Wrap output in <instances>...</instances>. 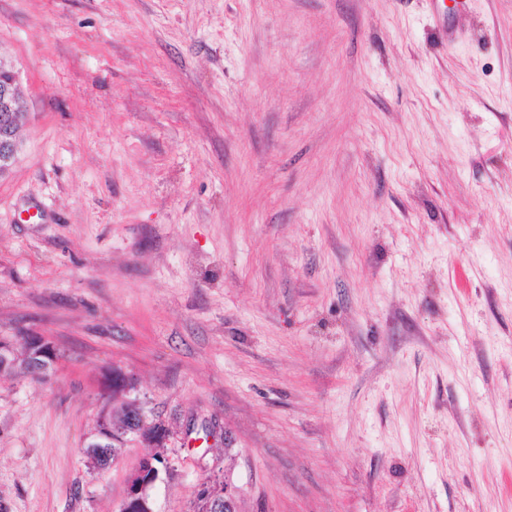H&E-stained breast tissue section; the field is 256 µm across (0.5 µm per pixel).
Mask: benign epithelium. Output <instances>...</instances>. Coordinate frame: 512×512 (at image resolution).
Instances as JSON below:
<instances>
[{"label":"benign epithelium","mask_w":512,"mask_h":512,"mask_svg":"<svg viewBox=\"0 0 512 512\" xmlns=\"http://www.w3.org/2000/svg\"><path fill=\"white\" fill-rule=\"evenodd\" d=\"M26 110L25 97L18 74L10 57L0 53V177L7 174L17 161L20 148L18 131ZM31 349L25 351L9 338L0 339V373L10 372L18 360L27 358L29 370L38 374L52 367L58 360L54 345L44 336H30ZM125 412L124 427L118 430L96 428L87 447L92 455L99 457L101 449L113 448L126 441L127 436H136L144 441L160 444L166 434L150 425L140 402L130 401ZM170 465L161 461L157 466L152 458L144 459L128 479L126 499L121 512H153L150 490L161 479V473L169 472ZM206 512H238V491L215 474L201 486Z\"/></svg>","instance_id":"7a95c632"}]
</instances>
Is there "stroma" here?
Masks as SVG:
<instances>
[{
	"label": "stroma",
	"instance_id": "obj_1",
	"mask_svg": "<svg viewBox=\"0 0 512 512\" xmlns=\"http://www.w3.org/2000/svg\"><path fill=\"white\" fill-rule=\"evenodd\" d=\"M0 512H119L112 370L239 512H512V0H0ZM25 110V97L14 63L0 51V177L17 161L18 131ZM16 341L20 342L24 347L31 345V349L27 352L25 349L19 350V346L14 340L1 337L0 339V373L10 372L15 367L18 360L19 363L15 367L27 373L30 371L35 374L45 371L47 368L54 367L58 360V354L54 345L44 336H28V341L25 336H15ZM24 356L27 357L28 366L25 365ZM23 358V359H22ZM29 367V370H28ZM32 378L38 382H44L47 373L40 376H33Z\"/></svg>",
	"mask_w": 512,
	"mask_h": 512
}]
</instances>
